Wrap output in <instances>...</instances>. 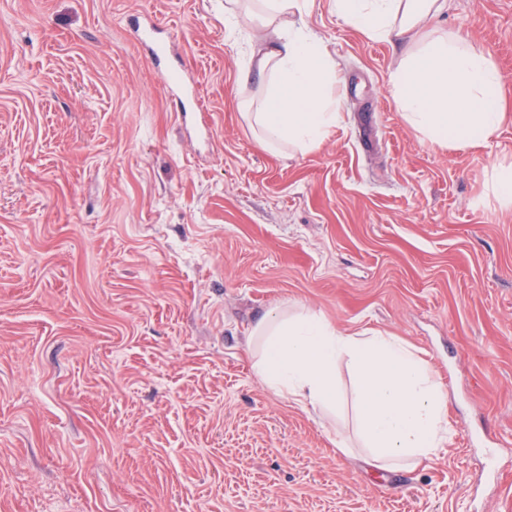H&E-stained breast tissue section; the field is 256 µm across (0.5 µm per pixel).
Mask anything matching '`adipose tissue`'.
Instances as JSON below:
<instances>
[{"label": "adipose tissue", "mask_w": 512, "mask_h": 512, "mask_svg": "<svg viewBox=\"0 0 512 512\" xmlns=\"http://www.w3.org/2000/svg\"><path fill=\"white\" fill-rule=\"evenodd\" d=\"M258 13L235 15L256 24L252 60L268 82L245 119L264 148L291 143L318 147L340 118L344 83L335 61L307 27L288 15L307 0H257ZM342 20L369 38L401 41L434 22L446 0H335ZM397 109L431 143L459 148L489 144L506 119L502 77L486 55L464 39L438 38L408 55L392 74ZM260 378L300 406L335 409L336 365L357 375L358 433L365 454L385 466L431 458L450 438L448 395L428 364L385 336L344 334L311 313L267 312L257 323Z\"/></svg>", "instance_id": "1"}]
</instances>
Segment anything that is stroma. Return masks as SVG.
Listing matches in <instances>:
<instances>
[{"label": "stroma", "mask_w": 512, "mask_h": 512, "mask_svg": "<svg viewBox=\"0 0 512 512\" xmlns=\"http://www.w3.org/2000/svg\"><path fill=\"white\" fill-rule=\"evenodd\" d=\"M225 0H0V512H512V0H447L508 117L492 143L417 135L390 93L428 39L301 20L346 80L316 149L265 150L264 79ZM168 55L135 39L143 14ZM199 89L182 122L165 73ZM394 338L448 393L450 444L364 458L355 376L335 411L253 369L268 311Z\"/></svg>", "instance_id": "obj_1"}]
</instances>
